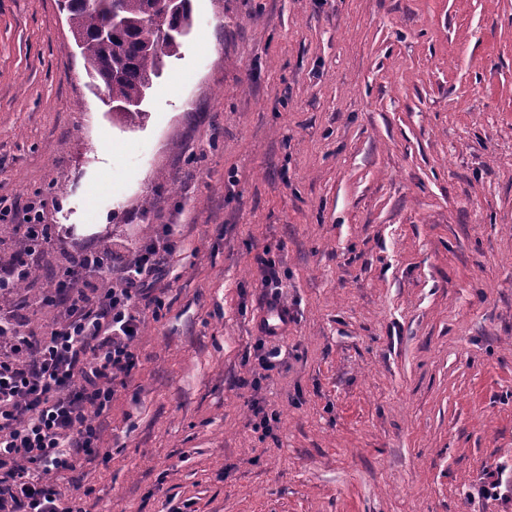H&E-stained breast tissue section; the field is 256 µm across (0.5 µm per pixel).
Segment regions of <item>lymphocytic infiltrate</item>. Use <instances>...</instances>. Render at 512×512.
Wrapping results in <instances>:
<instances>
[{
	"label": "lymphocytic infiltrate",
	"instance_id": "f902f5d3",
	"mask_svg": "<svg viewBox=\"0 0 512 512\" xmlns=\"http://www.w3.org/2000/svg\"><path fill=\"white\" fill-rule=\"evenodd\" d=\"M4 222L20 246L0 260V296L13 300L0 309V512H83L42 475L68 470L75 454L99 447L88 411L108 410L117 382L135 368L142 315H159L165 306L157 285L178 241L165 224L133 252L82 250L61 279L42 284V297L57 306L37 336L19 317L27 299L13 290L54 243L46 203L18 211L0 198Z\"/></svg>",
	"mask_w": 512,
	"mask_h": 512
}]
</instances>
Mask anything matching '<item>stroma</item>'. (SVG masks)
I'll list each match as a JSON object with an SVG mask.
<instances>
[{"label":"stroma","mask_w":512,"mask_h":512,"mask_svg":"<svg viewBox=\"0 0 512 512\" xmlns=\"http://www.w3.org/2000/svg\"><path fill=\"white\" fill-rule=\"evenodd\" d=\"M192 10L130 121L56 0H0V196L46 199L40 271L179 241L100 448L53 483L84 512H471L512 466V0ZM262 325L272 336L280 334L288 327V313L280 304L270 303L265 308ZM509 467L499 464L495 468L483 470L479 482L473 488V492L469 493L472 500L485 499L502 502H510L512 500V468L508 474Z\"/></svg>","instance_id":"stroma-1"}]
</instances>
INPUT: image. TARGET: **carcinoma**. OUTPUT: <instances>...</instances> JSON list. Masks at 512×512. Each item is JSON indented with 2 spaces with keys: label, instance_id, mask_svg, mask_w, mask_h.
Instances as JSON below:
<instances>
[{
  "label": "carcinoma",
  "instance_id": "carcinoma-1",
  "mask_svg": "<svg viewBox=\"0 0 512 512\" xmlns=\"http://www.w3.org/2000/svg\"><path fill=\"white\" fill-rule=\"evenodd\" d=\"M75 45L87 63V75L104 84L117 114L133 120L166 66L179 54L194 25L191 0H177L162 25L149 21L155 0H62ZM115 15L112 37L101 33Z\"/></svg>",
  "mask_w": 512,
  "mask_h": 512
}]
</instances>
